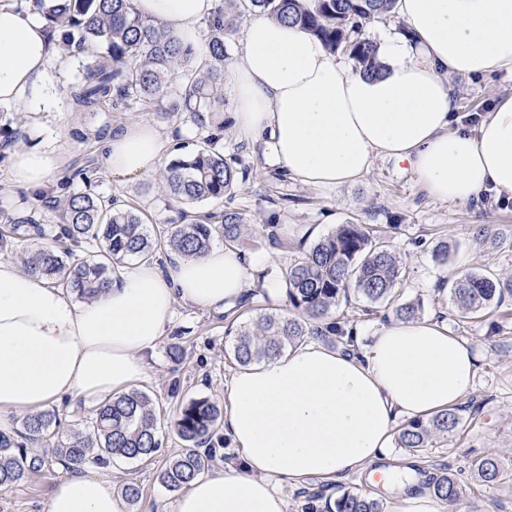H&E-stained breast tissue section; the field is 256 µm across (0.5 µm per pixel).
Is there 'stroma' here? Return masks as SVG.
Instances as JSON below:
<instances>
[{
  "label": "stroma",
  "mask_w": 512,
  "mask_h": 512,
  "mask_svg": "<svg viewBox=\"0 0 512 512\" xmlns=\"http://www.w3.org/2000/svg\"><path fill=\"white\" fill-rule=\"evenodd\" d=\"M55 51L63 63L50 70L39 94L40 99L51 101L52 111L0 104V183L5 186L11 156L21 149L37 146L53 151L61 156L63 165L48 183L43 200H36L32 189L5 186L0 193V229L28 215L41 224L57 225L60 218L54 199L85 191L136 208L149 226L178 223L181 207L162 191V171L134 183H122L113 180L100 154L102 141L129 120H147L163 131L178 133L176 156L199 149L207 130L195 129V136H184V129L195 128L194 121L189 113L172 108L181 96L182 80L172 82L159 104L139 101L118 105L109 112H78L71 105L69 88L94 56L60 44ZM451 84L457 114L474 119L490 111L497 94L512 92V73L457 76ZM162 106L170 108V115L159 114ZM224 156L238 171L235 188L224 198L190 205L189 210L219 225L224 222L225 211L239 212L243 219L242 252L255 258H275L263 268L267 278L281 279L291 262L339 225L365 224L386 231L402 264L397 286L401 302L419 303L426 317L447 309L449 329L482 352L471 394L481 405L480 421H464L460 434L417 455V465L427 469L442 460L456 473L460 496L452 503L441 502V512H512V488L475 485L468 470L474 457L488 453L512 459V299H504L486 319L466 324L460 323L457 306L446 299L448 280L455 273L512 275V200L503 201L489 193L466 206L441 202L420 190L411 171L395 169L381 160L375 161L358 183L335 191H320L291 180L272 182L260 149L229 129L224 132ZM270 221L277 226L281 244L267 239L264 226ZM479 225L498 229L499 238H477L475 228ZM440 244L448 247V260L443 264L435 258ZM292 310L290 303L275 306L260 293L248 295L231 313L177 304L174 320L150 358L148 377L142 384L143 390L158 399L161 447L148 460L115 461L97 468L114 490L130 482L140 485L142 496L127 512H170L178 493L160 482L159 473L183 448L175 430L181 405L204 398L226 406L225 382L237 368L230 352L233 331L260 315ZM176 336L185 349L179 363L168 354V345ZM67 474L66 467L52 461L40 472L0 487V512H44L52 486Z\"/></svg>",
  "instance_id": "35a3bbf8"
}]
</instances>
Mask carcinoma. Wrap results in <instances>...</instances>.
Returning <instances> with one entry per match:
<instances>
[{
    "instance_id": "obj_1",
    "label": "carcinoma",
    "mask_w": 512,
    "mask_h": 512,
    "mask_svg": "<svg viewBox=\"0 0 512 512\" xmlns=\"http://www.w3.org/2000/svg\"><path fill=\"white\" fill-rule=\"evenodd\" d=\"M394 4L395 0H243L241 6L300 26L330 51L346 53L356 73L374 78L382 74L383 66L377 45L363 31L370 22L391 13ZM31 6L46 20L50 34L95 51L94 62L72 86L77 109L98 112L127 99L161 105L168 86L180 78L185 83L183 109L199 127L224 130L219 115L224 103V4H219L217 19L210 24L207 58L192 70L185 69L192 48L176 43L163 26L137 14L131 0H31ZM235 181L236 170L223 154L208 147L172 160L162 188L175 201L193 205L224 197ZM59 207L62 224L54 244L27 250L19 260L24 271L44 276L79 299L91 300L109 286L116 261L150 260L162 249L183 257L198 256L209 249L213 238V225L187 211L182 212L181 223L152 232L136 210L107 203L90 192L73 193ZM241 224L238 212H224V241H238ZM14 235L42 238L45 229L32 216L19 220L9 233H0L1 251L7 250ZM83 244L97 251L85 256L77 253ZM400 277V260L385 237L360 224H342L283 273L288 299L301 314H265L254 324L242 326L231 353L245 366L281 353L307 336L347 345L348 328L331 318V310L348 298L351 289L370 303L394 306L400 319H416L420 304L396 303ZM450 294L465 321L479 319L493 300L512 296V277L464 273L455 278ZM223 420V410L207 399L182 405L175 428L184 448L161 471L162 484L179 490L208 469L213 454L208 443ZM462 420L454 408L428 420L410 421L399 428L396 445L417 455L433 447L434 441L457 434ZM51 440L54 445L46 453L28 450L30 443ZM157 448L154 399L144 390L106 398L84 419L66 426L56 414L41 412L25 417L18 428L0 430V486L40 471L51 457L79 471L114 460L147 459ZM436 469L439 475L429 478L435 494L442 501L456 500L454 471L446 463ZM471 477L480 486L512 484V469L487 454L474 460ZM334 512H382V505L347 492L336 499Z\"/></svg>"
}]
</instances>
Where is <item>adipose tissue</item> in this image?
Returning a JSON list of instances; mask_svg holds the SVG:
<instances>
[{"label":"adipose tissue","instance_id":"adipose-tissue-1","mask_svg":"<svg viewBox=\"0 0 512 512\" xmlns=\"http://www.w3.org/2000/svg\"><path fill=\"white\" fill-rule=\"evenodd\" d=\"M181 44L200 46L218 0H132ZM382 36L384 72L348 62L300 27L250 19L224 66L233 131L262 149L266 166L318 189L359 180L375 160L411 169L430 197L467 205L487 191L512 199V93L470 130L455 127L451 76L512 71V0H396ZM55 59L43 22L0 5V103L33 95ZM171 144L151 122L123 124L104 146L113 178L156 170ZM54 153L17 151L11 186L39 189ZM251 286L238 251L215 246L161 269L125 265L95 299L76 301L41 275L0 258V411L35 414L61 397L95 401L129 392L172 320L176 302L234 306ZM482 353L446 320L390 319L373 336L335 348L310 336L287 353L241 366L226 382L224 431L234 465L200 474L173 512H285L282 485L326 482L375 466L393 482L391 512H437L414 467H386L399 422L463 405ZM45 512H127L123 496L88 473L59 479Z\"/></svg>","mask_w":512,"mask_h":512}]
</instances>
